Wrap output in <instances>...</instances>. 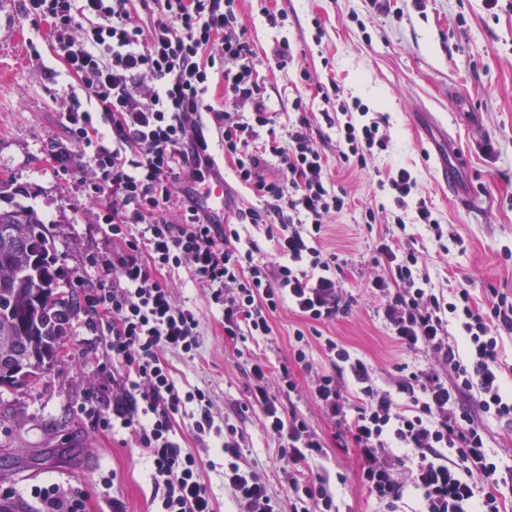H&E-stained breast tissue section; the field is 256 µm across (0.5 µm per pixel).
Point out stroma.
Wrapping results in <instances>:
<instances>
[{
    "label": "stroma",
    "mask_w": 512,
    "mask_h": 512,
    "mask_svg": "<svg viewBox=\"0 0 512 512\" xmlns=\"http://www.w3.org/2000/svg\"><path fill=\"white\" fill-rule=\"evenodd\" d=\"M239 23L254 53L259 84L270 108L262 139L284 140L294 120L293 103L303 98L312 119L311 137L324 154L334 185L348 194L347 210L330 219L322 246L347 261L341 279L355 301L347 313L312 330L297 312L280 306L270 313L268 336L244 342L224 335V314L195 286L187 268L166 276L176 299L200 315L193 354L164 349L161 363L178 387L201 388L209 396L216 426L230 421L245 431L244 458L280 495L281 443L263 431V416L250 401L248 366L260 357L272 366L288 364L295 392L280 396L283 411L308 417L326 449L323 465L343 475L332 488L341 512H383L360 481V459L350 440L326 420L309 388L316 375L329 372L323 340L333 338L364 358L380 381L395 366L417 361L389 337L379 303L365 291L368 261L379 236L392 220L381 211L385 198L378 180L398 168L417 178L419 195L435 208L442 242L424 226L410 224L435 287L461 284L476 307L488 305L492 292L512 296V0L487 11L484 0H238ZM281 15L271 25L268 13ZM41 57L33 59L30 44ZM60 63L44 24L23 19L20 0H0V177L10 178L14 202L34 207L46 220L60 258L61 290L84 294L90 256L110 245L108 227L99 220L105 199L88 200L76 179L47 163L51 144L62 137L59 114L69 87L64 77L48 78ZM338 84L345 102L360 101L386 115L389 139L365 170L340 157L335 130L326 127L323 94ZM498 144L485 156V140ZM224 175V215L259 207L241 185L222 150L214 152ZM459 163L454 191L437 181L440 162ZM378 208L374 226L362 222L365 208ZM305 334L309 368L292 360L295 331ZM108 337L90 328L84 312L70 321L67 354L38 384L18 394H0V456L14 463L0 469V487L16 492L11 512H35L30 486L60 481L85 490L89 512H112L119 497L127 512H152L150 462L128 431L107 432L81 413L87 396L100 384L121 390L123 370L113 367ZM174 430L198 457L202 479L212 488L216 512H233L224 486V459L213 438L198 439L189 415H176ZM113 477L104 489L98 477Z\"/></svg>",
    "instance_id": "35a3bbf8"
}]
</instances>
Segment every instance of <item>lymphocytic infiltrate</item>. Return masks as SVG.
Returning a JSON list of instances; mask_svg holds the SVG:
<instances>
[{"instance_id": "obj_1", "label": "lymphocytic infiltrate", "mask_w": 512, "mask_h": 512, "mask_svg": "<svg viewBox=\"0 0 512 512\" xmlns=\"http://www.w3.org/2000/svg\"><path fill=\"white\" fill-rule=\"evenodd\" d=\"M136 1L150 9V24L137 21ZM235 2L21 3L23 18L48 25L64 71L80 89L60 114L64 135L48 160L76 176L89 198L112 201L103 216L112 247L90 258L94 285L84 302L109 333L112 362L124 370L127 387L113 399L99 390L81 410L102 429L134 432L151 461L156 512H214L198 459L172 425L176 415L189 412L196 435L207 437L214 430L210 400L202 389L178 388L158 357L163 348L188 353L196 347L199 315L177 302L163 273L187 267L222 307L224 334L233 341L269 335L268 316L284 304L323 325L354 302L340 280L342 259L321 246L328 219L347 209V194L331 183L302 100L294 102L298 117L288 124L286 143L259 142L255 127L268 125L267 105ZM218 73L222 105L211 95ZM242 101L251 103V115L237 112ZM352 109L358 121L339 124L327 111L322 119L335 128L344 162L362 170L388 148L380 131L385 118L369 115L358 102H338L335 112ZM211 129L239 181L262 202L238 218L275 229L276 263L230 247L237 229L215 223L200 199L199 184L215 173ZM274 158L281 162L275 170ZM378 185L391 196L396 231L377 245L366 288L381 303L390 337L429 359L398 365L392 385H382L370 364L329 338L324 350L333 371L314 381L311 394L324 416L345 428L361 461L360 480L387 512H396L408 491L418 512H512L506 496L493 492L512 484V470L502 471L484 424L490 416L512 426V387L499 358L501 335L512 331V297L493 294L481 310L467 288H430L422 255L404 232L413 222L442 240L435 210L418 198L412 219H405L407 200L418 191L408 169ZM249 375L263 430L282 443L291 512H336L329 477L302 476L324 454L318 433L303 414L283 413L270 392L274 386L296 390L287 365L274 368L257 358ZM344 375L356 385L357 401L343 392L338 379ZM107 398L108 416L98 407ZM243 438L241 426L225 423L224 483L240 512H279L267 482L244 461ZM479 478L491 484L490 492H478ZM29 495L39 512H88L86 493L57 481L33 486Z\"/></svg>"}]
</instances>
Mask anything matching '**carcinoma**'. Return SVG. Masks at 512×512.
<instances>
[{"label":"carcinoma","mask_w":512,"mask_h":512,"mask_svg":"<svg viewBox=\"0 0 512 512\" xmlns=\"http://www.w3.org/2000/svg\"><path fill=\"white\" fill-rule=\"evenodd\" d=\"M49 234L35 210L0 208V337H11L19 350L26 388L51 370L47 360L66 343L70 317L80 305L74 293L56 289Z\"/></svg>","instance_id":"1"}]
</instances>
